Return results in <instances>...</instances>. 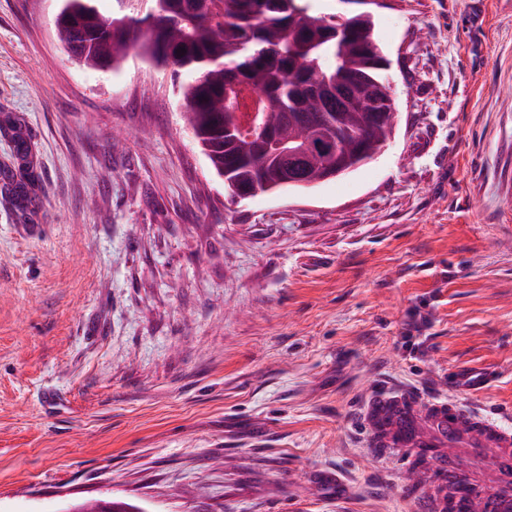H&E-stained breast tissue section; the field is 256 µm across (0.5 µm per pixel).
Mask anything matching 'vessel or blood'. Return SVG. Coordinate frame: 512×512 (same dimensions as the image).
Listing matches in <instances>:
<instances>
[{
	"label": "vessel or blood",
	"instance_id": "b4317fda",
	"mask_svg": "<svg viewBox=\"0 0 512 512\" xmlns=\"http://www.w3.org/2000/svg\"><path fill=\"white\" fill-rule=\"evenodd\" d=\"M366 444L381 454L393 448L403 456L413 482L445 481L462 461L489 460L512 470V427L489 413L471 411L454 395H420L408 386L370 393L360 406ZM424 512H512V492L490 497L471 488L453 499L438 495L422 503Z\"/></svg>",
	"mask_w": 512,
	"mask_h": 512
}]
</instances>
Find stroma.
Instances as JSON below:
<instances>
[{"mask_svg": "<svg viewBox=\"0 0 512 512\" xmlns=\"http://www.w3.org/2000/svg\"><path fill=\"white\" fill-rule=\"evenodd\" d=\"M53 0H0V512H416L356 404L385 379L512 418V0L376 8L395 134L236 202L168 72L83 69ZM3 131L14 143L15 156L18 161V172L1 171L5 180L4 193L19 207L28 208L35 205L37 201V176L27 141L28 135L21 123L12 121H9Z\"/></svg>", "mask_w": 512, "mask_h": 512, "instance_id": "35a3bbf8", "label": "stroma"}]
</instances>
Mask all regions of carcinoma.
<instances>
[{"label": "carcinoma", "mask_w": 512, "mask_h": 512, "mask_svg": "<svg viewBox=\"0 0 512 512\" xmlns=\"http://www.w3.org/2000/svg\"><path fill=\"white\" fill-rule=\"evenodd\" d=\"M53 19L58 42L85 69L117 72L129 57L171 72L179 82L183 114L224 189L258 186L260 194L281 189L282 163L270 145L237 129L224 130V112L243 119L256 102L233 91L232 79L245 83L262 108L276 116V136L294 144L298 113L317 92L305 72L328 80L322 109L310 113L321 127L331 119V137L377 143L392 130L375 126L363 107H379L387 80L386 53L374 15L346 14L347 35L336 41V15L316 14L307 0H148L142 14L104 12L99 0H60ZM183 52H178V49ZM4 133L14 143L18 172L6 170L4 193L27 208L37 201V176L22 124L9 122Z\"/></svg>", "instance_id": "carcinoma-1"}]
</instances>
